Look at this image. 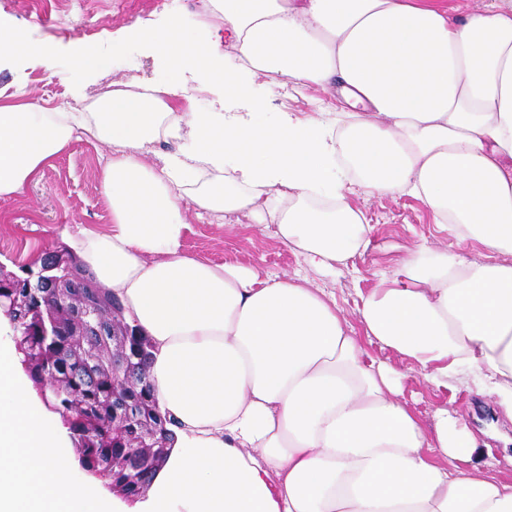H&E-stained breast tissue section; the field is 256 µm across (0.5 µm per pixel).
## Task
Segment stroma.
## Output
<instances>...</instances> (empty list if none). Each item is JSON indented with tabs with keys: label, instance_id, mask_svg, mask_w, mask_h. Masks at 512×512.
Listing matches in <instances>:
<instances>
[{
	"label": "stroma",
	"instance_id": "1",
	"mask_svg": "<svg viewBox=\"0 0 512 512\" xmlns=\"http://www.w3.org/2000/svg\"><path fill=\"white\" fill-rule=\"evenodd\" d=\"M72 10L93 13L99 26L81 29L68 25L61 9L47 4L43 24H32L29 17L10 0H0V28L18 29L34 44L49 47L50 64L38 57L0 53V98L7 102H36L46 109L72 110L96 100L99 89L119 75L142 84L166 75L163 61L141 41L126 33L136 24L150 31L167 22L172 14L189 18L202 11V0H177L174 10L145 8L142 0H71ZM93 44L97 65L75 64L73 48L77 41ZM255 91L264 93L271 112L288 111L300 118L313 116L316 102L328 99V92L316 86L287 83L267 93L263 80H256ZM106 144L85 139L72 140L69 147L52 158L14 198L0 200V270L19 272L21 266L43 257L63 241V232L80 228L104 229L112 222L111 209L100 193L99 158L107 153ZM352 207L364 213L372 225L371 243L356 254L333 276L308 268L301 256L280 243L271 224H255L249 218L231 214L203 218L189 215L190 232L184 250L212 263L258 262L273 276L302 274L321 287L333 291L338 306L351 326L359 321L353 311L358 293L373 288L380 277L391 276L395 263L406 251L425 244L481 258V246L460 240L454 233L433 224L426 205L408 196L367 195L353 190L348 195ZM385 358L405 374V397L422 421H429L432 410L445 405L459 410L466 418L493 412L490 397L481 389L477 373L459 368L447 387L426 380L411 363L394 353ZM485 445L483 459L503 470L512 479V420L477 427Z\"/></svg>",
	"mask_w": 512,
	"mask_h": 512
}]
</instances>
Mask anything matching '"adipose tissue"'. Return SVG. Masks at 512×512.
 Masks as SVG:
<instances>
[{
  "label": "adipose tissue",
  "instance_id": "obj_1",
  "mask_svg": "<svg viewBox=\"0 0 512 512\" xmlns=\"http://www.w3.org/2000/svg\"><path fill=\"white\" fill-rule=\"evenodd\" d=\"M146 38L167 59L161 82L113 79L93 112L0 104V200L74 134L112 148L100 167L112 223L69 244L148 337L149 381L176 421L135 512H512V484L481 464L462 415L443 406L423 425L403 375L363 349L442 387L467 365L512 419V0L463 16L448 0H206L193 34L173 18ZM188 71L246 111L173 106ZM259 77L333 97L309 119H273L251 94ZM162 139L178 150L146 163ZM354 186L420 200L483 259L410 250L360 294L357 333L305 278L183 248L187 211L236 213L335 272L370 244ZM71 454L0 343V512H122Z\"/></svg>",
  "mask_w": 512,
  "mask_h": 512
}]
</instances>
